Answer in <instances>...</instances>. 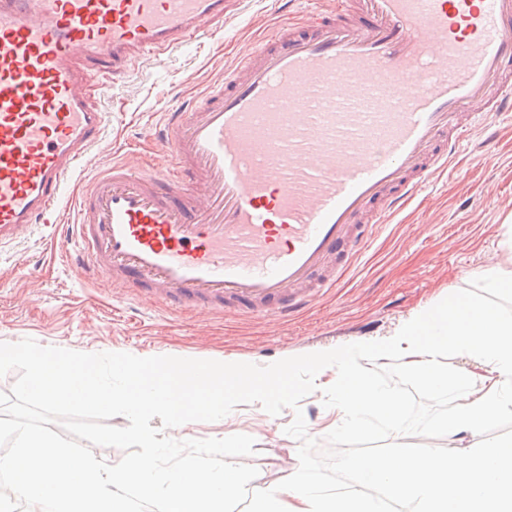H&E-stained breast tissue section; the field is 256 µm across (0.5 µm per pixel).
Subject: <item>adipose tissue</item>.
I'll use <instances>...</instances> for the list:
<instances>
[{"label":"adipose tissue","instance_id":"obj_1","mask_svg":"<svg viewBox=\"0 0 512 512\" xmlns=\"http://www.w3.org/2000/svg\"><path fill=\"white\" fill-rule=\"evenodd\" d=\"M505 235L504 264L478 273L483 295L449 292L430 302L387 334L326 348L300 361L262 368L242 362L199 360L205 386L181 378L180 360L114 364L115 386L98 380L96 363L76 360L48 347L0 343V367L24 362L32 392L45 401L69 400L88 407L122 406L129 414L162 413L177 426L278 391L284 376L302 370L314 376L332 372L336 401L329 408L336 427L349 436L365 434V420L376 417L398 432L404 425L399 395L378 385L363 369L370 361H399L429 393L452 394L444 425L449 440L474 438V446L361 455L348 467L361 487L329 494L293 469L275 487L256 490L255 512H386L388 504L408 512H512V441L484 442L488 423L512 414V312L493 297L512 296V225ZM451 366H444V358ZM463 366H455V358Z\"/></svg>","mask_w":512,"mask_h":512}]
</instances>
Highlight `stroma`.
Listing matches in <instances>:
<instances>
[{
	"label": "stroma",
	"instance_id": "1",
	"mask_svg": "<svg viewBox=\"0 0 512 512\" xmlns=\"http://www.w3.org/2000/svg\"><path fill=\"white\" fill-rule=\"evenodd\" d=\"M228 13L219 37L203 38L161 65L145 59L103 90V143L93 150L79 181H89L100 166L126 157L163 168L166 159L154 142L167 113L200 90L223 84L224 70L237 54L287 18L288 0H231ZM495 131L494 145L485 150L479 147L481 132L471 131L469 150L460 158L462 173L431 180L393 223L382 225L335 290L297 319L171 312L157 297L116 291L83 274L73 251L53 244L50 229L40 227L0 249V342L48 345L98 362L100 381L110 385V361L116 357L264 366L383 335L448 289L474 288L475 273L505 260L501 226L512 215V118L500 117ZM367 371L399 393L406 419L402 436L376 420L362 437L342 435L323 418L333 391L324 387L306 396L299 377L292 400L267 407L245 404L165 434L176 440L251 436L254 451L243 461L258 470L251 483L255 489L277 484L299 464L322 488L344 490L348 484L336 475L337 461L410 448L420 435L427 446L447 447L442 428L449 408L446 395L428 394L396 362L371 365Z\"/></svg>",
	"mask_w": 512,
	"mask_h": 512
}]
</instances>
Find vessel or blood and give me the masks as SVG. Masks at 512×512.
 <instances>
[{
    "mask_svg": "<svg viewBox=\"0 0 512 512\" xmlns=\"http://www.w3.org/2000/svg\"><path fill=\"white\" fill-rule=\"evenodd\" d=\"M227 0H0V247L56 227L102 142L103 84L223 23ZM512 112V0H315L168 113L161 177L75 200L79 267L178 312L311 307L376 230Z\"/></svg>",
    "mask_w": 512,
    "mask_h": 512,
    "instance_id": "vessel-or-blood-1",
    "label": "vessel or blood"
}]
</instances>
